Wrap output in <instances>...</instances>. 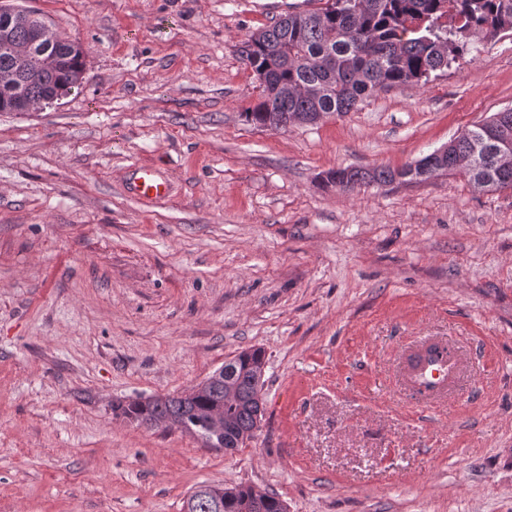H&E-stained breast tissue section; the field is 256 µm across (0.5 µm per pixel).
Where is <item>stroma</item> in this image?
<instances>
[{
	"instance_id": "1",
	"label": "stroma",
	"mask_w": 512,
	"mask_h": 512,
	"mask_svg": "<svg viewBox=\"0 0 512 512\" xmlns=\"http://www.w3.org/2000/svg\"><path fill=\"white\" fill-rule=\"evenodd\" d=\"M87 50L81 87L0 112V512H180L202 482L288 512H512V191L361 185L512 108V32L427 83L314 125L247 122L252 32L325 0H16ZM154 165L170 197L124 180ZM454 342L422 410L398 352ZM265 352V415L232 452L115 400ZM428 419H421V412Z\"/></svg>"
}]
</instances>
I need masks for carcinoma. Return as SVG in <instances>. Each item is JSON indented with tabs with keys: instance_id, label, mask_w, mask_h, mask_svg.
<instances>
[{
	"instance_id": "cac0c4a2",
	"label": "carcinoma",
	"mask_w": 512,
	"mask_h": 512,
	"mask_svg": "<svg viewBox=\"0 0 512 512\" xmlns=\"http://www.w3.org/2000/svg\"><path fill=\"white\" fill-rule=\"evenodd\" d=\"M11 41L52 60L39 71L0 50V72L14 80L0 83V112L24 99L50 100L81 85L85 53L67 42H32L27 26L5 25ZM512 31V0H326L324 6L290 13L254 32L241 50L244 64L262 87L251 109L255 122L271 129L310 123L313 112H349L379 90L428 81L469 50L471 39H492ZM512 108L477 124L448 144L400 169H332L328 184L351 192L361 184L411 181L438 170L458 171L455 161L471 158L468 181L488 190L512 189ZM266 360L259 349L243 351L224 363L221 373L176 395L112 403V410L148 428L179 430L206 448L232 451L255 437L264 416ZM182 512H287L275 493L255 496L251 486L203 483L183 501Z\"/></svg>"
}]
</instances>
